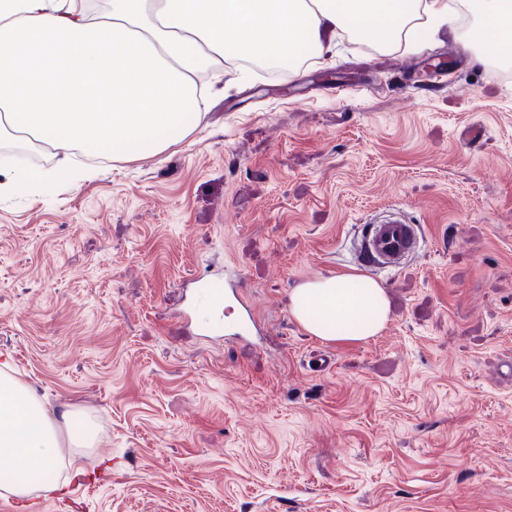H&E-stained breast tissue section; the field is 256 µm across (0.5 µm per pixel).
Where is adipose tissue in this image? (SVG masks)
Listing matches in <instances>:
<instances>
[{
  "instance_id": "adipose-tissue-1",
  "label": "adipose tissue",
  "mask_w": 512,
  "mask_h": 512,
  "mask_svg": "<svg viewBox=\"0 0 512 512\" xmlns=\"http://www.w3.org/2000/svg\"><path fill=\"white\" fill-rule=\"evenodd\" d=\"M484 52L512 50V0H469ZM444 0H0V141L159 152L198 127L195 75L252 56L293 61L301 43L315 56L340 34L381 49L399 46L422 17L447 14ZM95 166L60 160L48 171L0 177V194L58 181L74 186ZM291 313L328 341H365L388 316L372 280L336 274L301 284ZM60 456L45 411L0 372V466L25 496Z\"/></svg>"
}]
</instances>
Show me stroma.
Masks as SVG:
<instances>
[{
  "mask_svg": "<svg viewBox=\"0 0 512 512\" xmlns=\"http://www.w3.org/2000/svg\"><path fill=\"white\" fill-rule=\"evenodd\" d=\"M457 19L411 50L339 39L287 82L225 74L206 118L94 180L0 196V364L52 420L69 512H512V57L476 61ZM449 64L447 82L428 67ZM420 224L397 271L354 266L371 216ZM233 266L262 340L180 318L191 276ZM381 284L384 329L308 334L302 283ZM329 351L334 367L306 361Z\"/></svg>",
  "mask_w": 512,
  "mask_h": 512,
  "instance_id": "1",
  "label": "stroma"
}]
</instances>
